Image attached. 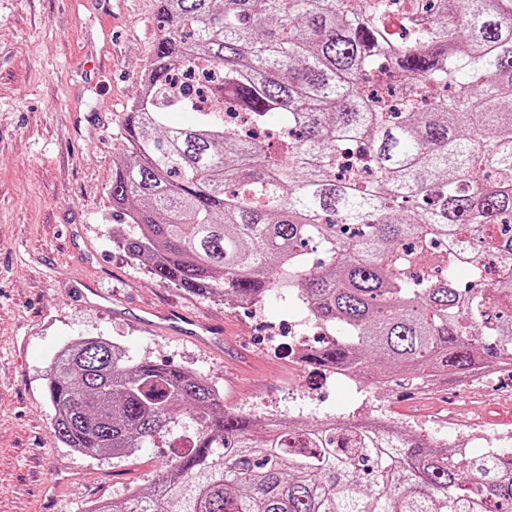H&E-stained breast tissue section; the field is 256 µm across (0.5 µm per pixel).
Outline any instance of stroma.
Wrapping results in <instances>:
<instances>
[{
  "label": "stroma",
  "mask_w": 512,
  "mask_h": 512,
  "mask_svg": "<svg viewBox=\"0 0 512 512\" xmlns=\"http://www.w3.org/2000/svg\"><path fill=\"white\" fill-rule=\"evenodd\" d=\"M158 34L156 0H0V512H38L54 482L55 512L120 501L161 476L180 444L173 434L165 447L115 458L55 438L46 374L59 348L82 337L197 373L243 414L346 423L384 415L415 431L450 413L511 423L512 382L478 396L449 375L427 393L403 387L402 371L378 360L352 392L271 336L304 315L296 290L269 293L257 317L155 281L115 244L113 232L126 228L111 197L122 125ZM100 62L112 78L89 89ZM173 309L223 325V348L140 327Z\"/></svg>",
  "instance_id": "1"
}]
</instances>
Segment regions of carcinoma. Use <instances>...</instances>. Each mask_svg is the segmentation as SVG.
I'll use <instances>...</instances> for the list:
<instances>
[{"mask_svg": "<svg viewBox=\"0 0 512 512\" xmlns=\"http://www.w3.org/2000/svg\"><path fill=\"white\" fill-rule=\"evenodd\" d=\"M156 2L151 90L112 177L119 247L198 296L298 289L339 330L303 357L317 370L362 376L369 355L423 385L512 362V0ZM203 60L224 76L214 112L193 107L205 85L188 65ZM174 105L193 123L169 124ZM236 111L294 138L236 132L222 117ZM47 390L55 438L87 453L131 454L184 414L195 428L161 479L95 512H512V453L256 421L202 376L102 337L57 355Z\"/></svg>", "mask_w": 512, "mask_h": 512, "instance_id": "obj_1", "label": "carcinoma"}]
</instances>
